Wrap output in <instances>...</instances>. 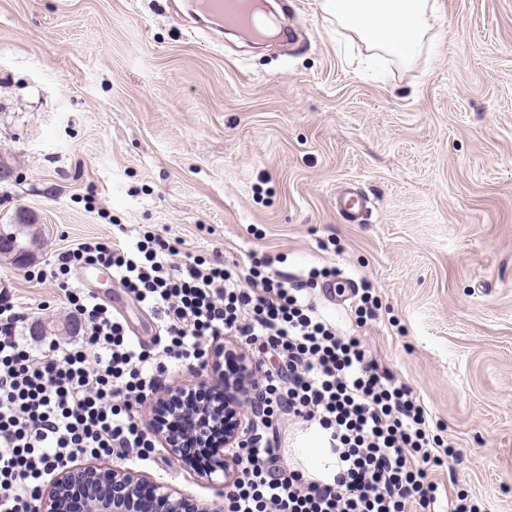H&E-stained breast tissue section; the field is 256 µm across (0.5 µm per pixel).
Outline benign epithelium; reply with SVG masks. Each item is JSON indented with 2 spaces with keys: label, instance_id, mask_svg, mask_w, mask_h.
<instances>
[{
  "label": "benign epithelium",
  "instance_id": "benign-epithelium-1",
  "mask_svg": "<svg viewBox=\"0 0 512 512\" xmlns=\"http://www.w3.org/2000/svg\"><path fill=\"white\" fill-rule=\"evenodd\" d=\"M0 250L15 254L16 262L24 264L28 250L17 244L15 237L0 236ZM208 414L216 423L224 425V442L211 452L213 464L206 474L208 480L224 476L232 478L234 452L249 431L251 418L247 410L246 394L234 387L224 388V403L212 408ZM146 478L136 472L112 467L69 466L56 475L53 490L43 502L42 512H69L67 490L74 485L86 491L84 512H130V505L139 486ZM155 495L163 504L164 512H183L186 501L172 487L154 482Z\"/></svg>",
  "mask_w": 512,
  "mask_h": 512
}]
</instances>
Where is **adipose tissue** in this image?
I'll list each match as a JSON object with an SVG mask.
<instances>
[{"label": "adipose tissue", "mask_w": 512, "mask_h": 512, "mask_svg": "<svg viewBox=\"0 0 512 512\" xmlns=\"http://www.w3.org/2000/svg\"><path fill=\"white\" fill-rule=\"evenodd\" d=\"M321 9L348 39L403 63L429 49L439 22L436 0H322Z\"/></svg>", "instance_id": "1"}]
</instances>
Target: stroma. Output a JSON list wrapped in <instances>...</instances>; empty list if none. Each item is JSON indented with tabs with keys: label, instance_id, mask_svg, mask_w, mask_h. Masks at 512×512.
<instances>
[{
	"label": "stroma",
	"instance_id": "35a3bbf8",
	"mask_svg": "<svg viewBox=\"0 0 512 512\" xmlns=\"http://www.w3.org/2000/svg\"><path fill=\"white\" fill-rule=\"evenodd\" d=\"M275 3L298 42L202 30L188 0H0V226L33 239L26 264L0 254L18 332L74 331L26 274L117 224L243 266L335 267L382 302L358 331L379 372L420 394L467 489L512 512V0H437L433 54L375 71L321 0ZM346 184L372 201L361 223L336 209ZM132 468L196 512L224 500L164 443Z\"/></svg>",
	"mask_w": 512,
	"mask_h": 512
}]
</instances>
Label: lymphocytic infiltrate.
I'll use <instances>...</instances> for the list:
<instances>
[{"label": "lymphocytic infiltrate", "instance_id": "1", "mask_svg": "<svg viewBox=\"0 0 512 512\" xmlns=\"http://www.w3.org/2000/svg\"><path fill=\"white\" fill-rule=\"evenodd\" d=\"M181 244L142 229L56 253L35 278L54 282L78 321L75 339L64 343L24 341L22 308L0 290V512H38L41 487L58 467L88 457L146 460L155 443L136 407L172 368L206 366L205 340L223 336L252 350L257 372L254 420L224 512H487L460 485V452L435 435L420 395L380 374L360 337L338 331L315 307L313 290L336 269L287 274L254 257L239 274L219 254L181 260ZM88 264L111 269L154 313L151 342L135 340L123 315L78 285L73 274ZM219 399L199 387L156 408L181 456L208 463V445L223 441L206 413ZM287 423L326 431L338 464L333 482L282 464ZM443 468L445 488L434 477Z\"/></svg>", "mask_w": 512, "mask_h": 512}]
</instances>
